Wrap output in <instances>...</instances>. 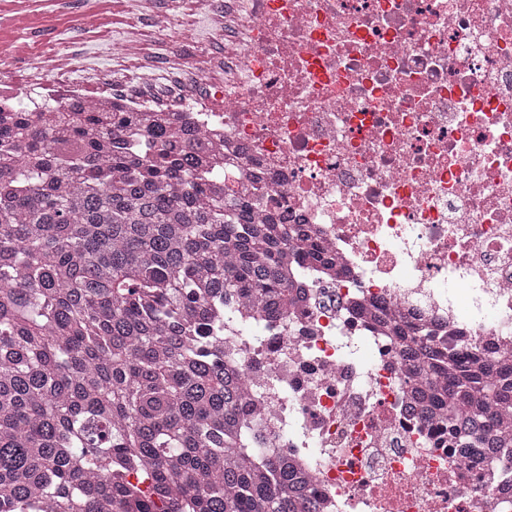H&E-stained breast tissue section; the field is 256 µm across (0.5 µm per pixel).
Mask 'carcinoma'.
<instances>
[{
    "label": "carcinoma",
    "mask_w": 512,
    "mask_h": 512,
    "mask_svg": "<svg viewBox=\"0 0 512 512\" xmlns=\"http://www.w3.org/2000/svg\"><path fill=\"white\" fill-rule=\"evenodd\" d=\"M0 127V512H311L296 470L242 439L224 297L288 306L303 224L224 204L201 142L158 122L16 98ZM463 448L509 440L512 363L481 372L395 328Z\"/></svg>",
    "instance_id": "cac0c4a2"
}]
</instances>
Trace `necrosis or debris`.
Instances as JSON below:
<instances>
[{
	"label": "necrosis or debris",
	"instance_id": "4bbe7bcc",
	"mask_svg": "<svg viewBox=\"0 0 512 512\" xmlns=\"http://www.w3.org/2000/svg\"><path fill=\"white\" fill-rule=\"evenodd\" d=\"M217 55L151 97L137 83L37 89L156 104L224 153V201L305 224L294 304H224L251 447L303 473L316 512H512V475L425 418L396 337L428 327L512 358V0H208Z\"/></svg>",
	"mask_w": 512,
	"mask_h": 512
}]
</instances>
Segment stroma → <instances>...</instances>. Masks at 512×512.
I'll return each instance as SVG.
<instances>
[{
    "instance_id": "stroma-1",
    "label": "stroma",
    "mask_w": 512,
    "mask_h": 512,
    "mask_svg": "<svg viewBox=\"0 0 512 512\" xmlns=\"http://www.w3.org/2000/svg\"><path fill=\"white\" fill-rule=\"evenodd\" d=\"M98 11L97 0H0V35L5 38L0 82L13 79L26 86L37 69L52 66L64 55L74 80L131 77L143 67L147 73L142 89L156 92L175 77L203 69L205 57L198 44H183L169 54L152 10L142 9L141 0H113L111 15L96 25L92 19ZM81 13L90 19L84 29L75 23ZM125 38L138 43V57H113V42Z\"/></svg>"
}]
</instances>
